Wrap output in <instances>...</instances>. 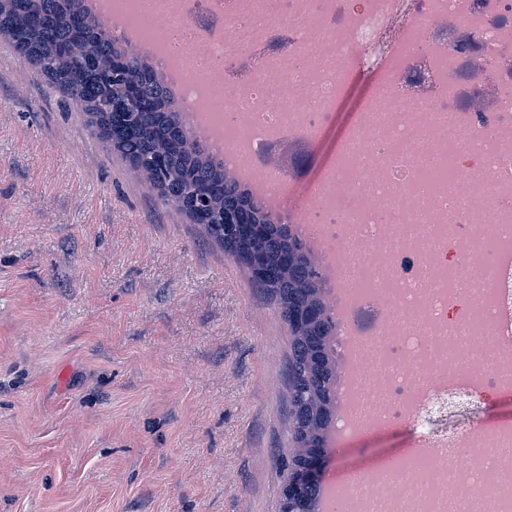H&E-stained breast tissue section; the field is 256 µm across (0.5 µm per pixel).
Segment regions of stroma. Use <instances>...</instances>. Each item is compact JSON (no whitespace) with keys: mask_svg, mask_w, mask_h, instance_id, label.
Listing matches in <instances>:
<instances>
[{"mask_svg":"<svg viewBox=\"0 0 512 512\" xmlns=\"http://www.w3.org/2000/svg\"><path fill=\"white\" fill-rule=\"evenodd\" d=\"M287 355L248 270L0 37V512H276Z\"/></svg>","mask_w":512,"mask_h":512,"instance_id":"35a3bbf8","label":"stroma"}]
</instances>
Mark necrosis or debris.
Segmentation results:
<instances>
[{"instance_id": "obj_1", "label": "necrosis or debris", "mask_w": 512, "mask_h": 512, "mask_svg": "<svg viewBox=\"0 0 512 512\" xmlns=\"http://www.w3.org/2000/svg\"><path fill=\"white\" fill-rule=\"evenodd\" d=\"M199 35L179 45L200 74L184 79L188 115L236 125L252 146V175L304 201L300 222L316 227L352 277L336 282L354 315L347 335L366 357L357 376L382 419L450 448L421 462L424 491L391 512H471L492 497L512 512V458L476 443L512 444V424L472 416L455 432L429 424L454 399L502 388L483 355L497 324L479 291L512 267V0H179ZM373 78L334 160L313 182L283 183L269 148L311 140L330 123L361 69ZM468 283L442 288L448 270ZM476 344L465 350L460 328ZM466 483L447 495L450 479Z\"/></svg>"}]
</instances>
